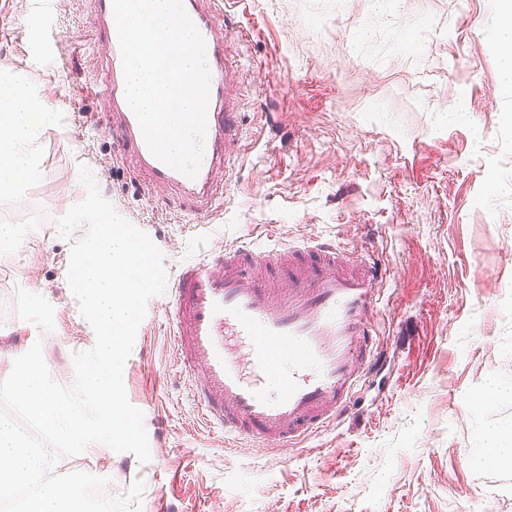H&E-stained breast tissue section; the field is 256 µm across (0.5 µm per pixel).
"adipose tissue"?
Here are the masks:
<instances>
[{
    "label": "adipose tissue",
    "instance_id": "1",
    "mask_svg": "<svg viewBox=\"0 0 512 512\" xmlns=\"http://www.w3.org/2000/svg\"><path fill=\"white\" fill-rule=\"evenodd\" d=\"M491 40L506 49L499 59L502 83L512 88V0H498L489 25ZM47 118L45 106L29 89L14 86L0 91V193H14L37 174L30 141ZM472 462L480 468L512 467V432L485 431Z\"/></svg>",
    "mask_w": 512,
    "mask_h": 512
}]
</instances>
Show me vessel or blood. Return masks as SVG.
Returning a JSON list of instances; mask_svg holds the SVG:
<instances>
[{
  "label": "vessel or blood",
  "mask_w": 512,
  "mask_h": 512,
  "mask_svg": "<svg viewBox=\"0 0 512 512\" xmlns=\"http://www.w3.org/2000/svg\"><path fill=\"white\" fill-rule=\"evenodd\" d=\"M95 25L108 56L99 93L112 100L117 151L134 157L153 180L176 186L195 212L207 207L215 176L241 151L234 68L214 32L224 23L216 0H184L210 61L209 157L190 178L158 160L125 98L112 0H96ZM286 272L289 290L275 285ZM387 264L330 242L261 251L250 245L212 250L180 267L170 283V338L204 423L225 436L278 447L345 417L358 389L387 366L374 314Z\"/></svg>",
  "instance_id": "1"
}]
</instances>
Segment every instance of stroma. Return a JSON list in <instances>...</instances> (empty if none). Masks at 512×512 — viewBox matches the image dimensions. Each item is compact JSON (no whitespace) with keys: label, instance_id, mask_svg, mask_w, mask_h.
<instances>
[{"label":"stroma","instance_id":"obj_1","mask_svg":"<svg viewBox=\"0 0 512 512\" xmlns=\"http://www.w3.org/2000/svg\"><path fill=\"white\" fill-rule=\"evenodd\" d=\"M95 10L0 0V84L49 112L37 177L0 196V224L16 229L0 251V380L38 341L72 386L73 354L95 342L57 229L85 196L83 166L170 273L224 245L368 247L390 265L377 312L390 365L299 445L227 439L194 404L162 294L123 372L150 461L80 454L58 472L109 478L114 496L142 481L141 512H512V468L469 461L485 429H512V398L476 400L488 376L512 382V89L487 32L495 0H228L243 162L207 229L119 158L112 103L96 92Z\"/></svg>","mask_w":512,"mask_h":512}]
</instances>
